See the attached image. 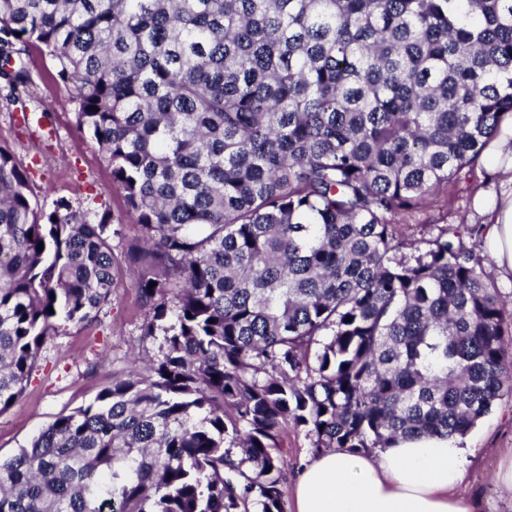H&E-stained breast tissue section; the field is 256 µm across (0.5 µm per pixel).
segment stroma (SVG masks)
<instances>
[{"mask_svg": "<svg viewBox=\"0 0 512 512\" xmlns=\"http://www.w3.org/2000/svg\"><path fill=\"white\" fill-rule=\"evenodd\" d=\"M49 67L39 51H32L34 84L28 122H20L0 99V146L9 149L26 170L36 198L63 197L80 210L107 209L123 215L121 233L111 237L110 243L115 255H124L140 231L132 217L124 216L123 199L112 188L110 167L102 161L98 144L78 130L70 94L50 78ZM480 190L491 195L499 188L479 165L468 179L439 189L424 206L406 216L401 227L404 236H428L463 217L469 223H480L474 209ZM144 318L136 289L124 285L113 292L111 304L96 320L64 325L58 336L48 340L23 396L0 413V456H11L27 446L57 416L92 403L111 385L113 375L128 370L131 359L158 358L164 340L142 336ZM457 442L470 456L464 483L477 512H512V490L504 484L512 472V395L496 400L491 412ZM277 453L287 463L283 512H295L296 476L312 459L305 432L287 428Z\"/></svg>", "mask_w": 512, "mask_h": 512, "instance_id": "obj_1", "label": "stroma"}]
</instances>
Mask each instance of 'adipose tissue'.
Segmentation results:
<instances>
[{"instance_id": "ef3b65f1", "label": "adipose tissue", "mask_w": 512, "mask_h": 512, "mask_svg": "<svg viewBox=\"0 0 512 512\" xmlns=\"http://www.w3.org/2000/svg\"><path fill=\"white\" fill-rule=\"evenodd\" d=\"M501 187L485 210V248L512 279V127L485 151ZM466 458L454 441L401 440L365 454L335 449L311 460L295 488L296 512H472L460 484Z\"/></svg>"}]
</instances>
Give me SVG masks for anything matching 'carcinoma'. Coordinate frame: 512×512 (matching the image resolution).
<instances>
[{
  "label": "carcinoma",
  "mask_w": 512,
  "mask_h": 512,
  "mask_svg": "<svg viewBox=\"0 0 512 512\" xmlns=\"http://www.w3.org/2000/svg\"><path fill=\"white\" fill-rule=\"evenodd\" d=\"M31 46L140 226L165 349L0 459V512H282L287 426L363 454L512 393L476 227L398 233L512 121V0H0L22 112ZM112 224L0 147V413L112 302Z\"/></svg>",
  "instance_id": "1"
}]
</instances>
